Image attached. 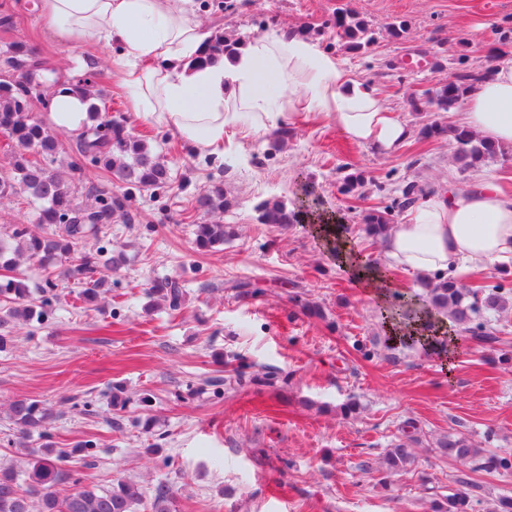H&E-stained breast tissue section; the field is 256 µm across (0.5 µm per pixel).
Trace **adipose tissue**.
I'll return each mask as SVG.
<instances>
[{
  "label": "adipose tissue",
  "instance_id": "1",
  "mask_svg": "<svg viewBox=\"0 0 512 512\" xmlns=\"http://www.w3.org/2000/svg\"><path fill=\"white\" fill-rule=\"evenodd\" d=\"M47 28L67 41L118 47L112 65L130 106L160 119L194 149L224 153L226 132L252 134L286 111L316 112L351 142L396 154L410 127L381 103L375 88L324 51L318 40L289 29L252 38L236 53L201 67L195 62L208 33L190 0H40ZM281 90L279 104L259 93ZM463 123L480 138L512 149V59L497 63L461 100ZM49 121L68 131L88 121V101L58 89ZM317 232L354 284L384 302L393 274L454 277L512 261V194L487 181L427 198L384 239L385 260L366 262L340 226L323 219Z\"/></svg>",
  "mask_w": 512,
  "mask_h": 512
}]
</instances>
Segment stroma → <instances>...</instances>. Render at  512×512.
<instances>
[{"label": "stroma", "instance_id": "1", "mask_svg": "<svg viewBox=\"0 0 512 512\" xmlns=\"http://www.w3.org/2000/svg\"><path fill=\"white\" fill-rule=\"evenodd\" d=\"M38 4L0 0V52L23 40L61 79L94 73L110 114L146 136L173 183L133 191L128 219L112 222L108 238L125 262L102 271L97 300L82 298L86 282L77 275L48 293V323L12 328L0 348V466H28L9 412L26 397L51 410L57 447L97 438L91 482L107 488L130 478L149 492L166 485L175 512H427L432 494L465 481L484 503L512 497V473L473 472L428 450L433 439L456 433L512 454V315L488 317L504 340L499 350L465 343L449 366L421 346L390 345L379 306L312 225L260 224L253 211L275 195L297 200L314 184L322 210L341 218L353 246L378 264L382 247L366 239L361 214L392 204L400 185L439 192L487 180L512 192L511 149L462 171L449 139L420 134L435 121H461L459 109L436 111L430 90L512 57V0H233L229 10L224 0H192L210 32L318 29L322 46L373 80L385 106L413 130L398 155L381 157L318 113L283 114L280 122L293 129L288 142H272L267 130L229 134L230 166L132 112L109 52L61 42L44 27ZM339 8L364 17L376 42L353 53L322 30ZM399 21L405 33L390 37ZM348 171L364 175L363 193L343 192ZM215 182L237 203L218 216L235 235L201 251L194 227L209 218L194 210L193 197ZM164 277L188 291L174 317L148 294L150 282ZM252 284L258 293L249 292ZM308 303L322 316L309 315ZM263 371L277 374L275 386L236 382ZM115 383L129 399L122 412L109 404ZM351 399L358 413L342 415ZM410 418L419 427L417 462L388 491L366 465L379 462Z\"/></svg>", "mask_w": 512, "mask_h": 512}]
</instances>
